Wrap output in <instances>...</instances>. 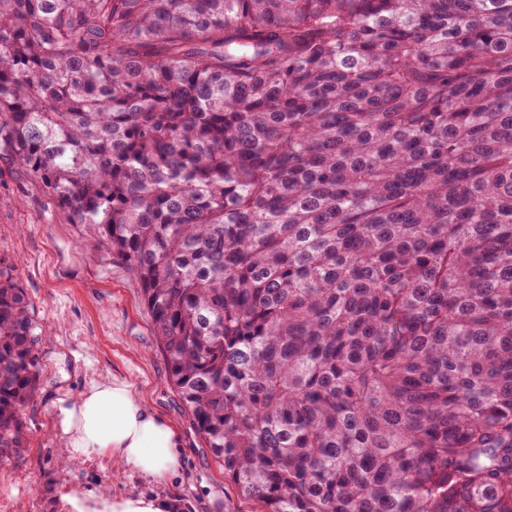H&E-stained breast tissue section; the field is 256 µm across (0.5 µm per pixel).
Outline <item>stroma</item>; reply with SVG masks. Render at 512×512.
<instances>
[{"mask_svg":"<svg viewBox=\"0 0 512 512\" xmlns=\"http://www.w3.org/2000/svg\"><path fill=\"white\" fill-rule=\"evenodd\" d=\"M0 258L14 264L29 309L43 326L41 386L24 409L26 445L0 465V512H59L62 488L90 495L109 486L118 496H164L181 512H263L215 464L170 387L141 285L80 224L45 197L18 168L0 159ZM131 383L176 428L179 467L158 480L103 455L71 458L58 431V398L91 382Z\"/></svg>","mask_w":512,"mask_h":512,"instance_id":"1","label":"stroma"}]
</instances>
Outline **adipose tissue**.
<instances>
[{
	"instance_id": "adipose-tissue-1",
	"label": "adipose tissue",
	"mask_w": 512,
	"mask_h": 512,
	"mask_svg": "<svg viewBox=\"0 0 512 512\" xmlns=\"http://www.w3.org/2000/svg\"><path fill=\"white\" fill-rule=\"evenodd\" d=\"M59 426L64 447L85 459L106 451L113 460L159 479L178 468L175 427L155 414L127 381L92 383L61 407ZM60 501L65 512H174L168 498L114 497L105 489L93 496L71 491Z\"/></svg>"
}]
</instances>
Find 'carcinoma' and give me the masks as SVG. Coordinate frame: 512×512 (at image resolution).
I'll use <instances>...</instances> for the list:
<instances>
[{
	"label": "carcinoma",
	"mask_w": 512,
	"mask_h": 512,
	"mask_svg": "<svg viewBox=\"0 0 512 512\" xmlns=\"http://www.w3.org/2000/svg\"><path fill=\"white\" fill-rule=\"evenodd\" d=\"M0 158L265 512H512V0H0ZM41 337L0 259L1 463Z\"/></svg>",
	"instance_id": "carcinoma-1"
}]
</instances>
